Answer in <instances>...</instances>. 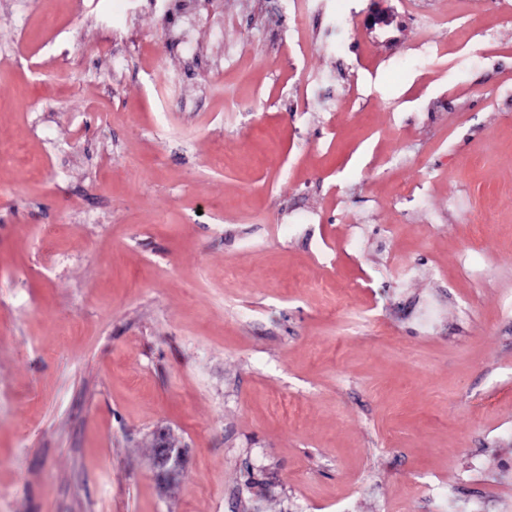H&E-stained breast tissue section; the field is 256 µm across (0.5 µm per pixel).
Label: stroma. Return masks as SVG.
Here are the masks:
<instances>
[{"instance_id": "stroma-1", "label": "stroma", "mask_w": 512, "mask_h": 512, "mask_svg": "<svg viewBox=\"0 0 512 512\" xmlns=\"http://www.w3.org/2000/svg\"><path fill=\"white\" fill-rule=\"evenodd\" d=\"M509 299L512 0H0V512H512ZM158 456L155 465L160 470L162 479L178 474L183 462V449L174 442L160 438V445L156 448Z\"/></svg>"}]
</instances>
